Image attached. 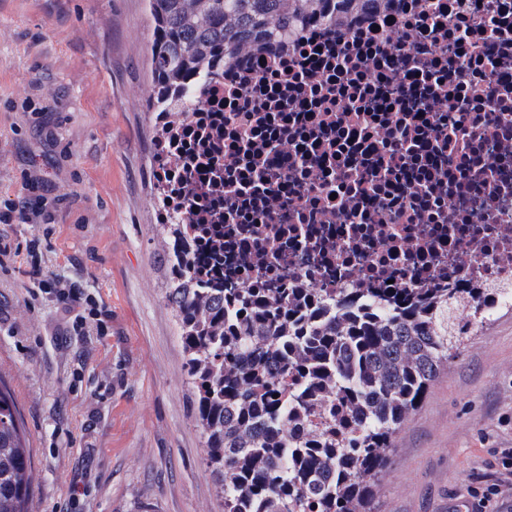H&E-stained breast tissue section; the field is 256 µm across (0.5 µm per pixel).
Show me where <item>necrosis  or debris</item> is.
I'll use <instances>...</instances> for the list:
<instances>
[{
	"instance_id": "1",
	"label": "necrosis or debris",
	"mask_w": 512,
	"mask_h": 512,
	"mask_svg": "<svg viewBox=\"0 0 512 512\" xmlns=\"http://www.w3.org/2000/svg\"><path fill=\"white\" fill-rule=\"evenodd\" d=\"M475 5L398 0L388 24L366 13L336 37L314 23L293 68L272 44L210 85L225 265L259 235L261 265L287 255L311 288H512V0L454 50L444 26L414 45L389 33Z\"/></svg>"
}]
</instances>
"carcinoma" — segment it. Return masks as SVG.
I'll return each instance as SVG.
<instances>
[{
  "instance_id": "obj_1",
  "label": "carcinoma",
  "mask_w": 512,
  "mask_h": 512,
  "mask_svg": "<svg viewBox=\"0 0 512 512\" xmlns=\"http://www.w3.org/2000/svg\"><path fill=\"white\" fill-rule=\"evenodd\" d=\"M393 0H149L156 145L175 157L171 206L156 179L173 308L187 353L204 464L224 512H372L378 474L405 418L473 334L482 288H300L288 265L250 282L224 275L222 157L196 117L209 85L266 43L297 46L307 23L342 19ZM33 454L17 399L0 380V512H30Z\"/></svg>"
}]
</instances>
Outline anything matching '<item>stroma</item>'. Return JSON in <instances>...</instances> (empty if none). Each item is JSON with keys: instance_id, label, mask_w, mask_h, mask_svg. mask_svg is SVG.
Segmentation results:
<instances>
[{"instance_id": "35a3bbf8", "label": "stroma", "mask_w": 512, "mask_h": 512, "mask_svg": "<svg viewBox=\"0 0 512 512\" xmlns=\"http://www.w3.org/2000/svg\"><path fill=\"white\" fill-rule=\"evenodd\" d=\"M148 0H0V377L33 512H224L203 463L152 189ZM512 448V311L401 426L374 512H456Z\"/></svg>"}]
</instances>
